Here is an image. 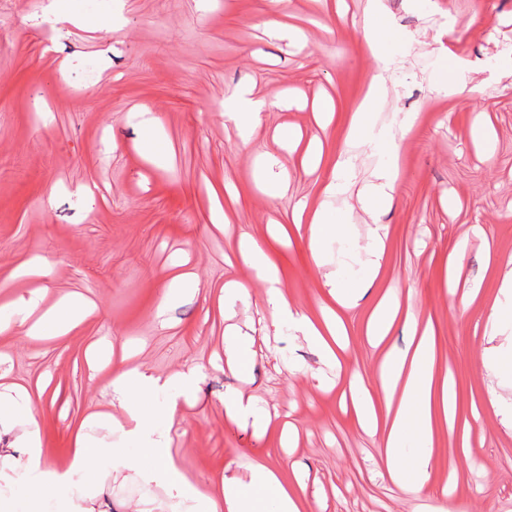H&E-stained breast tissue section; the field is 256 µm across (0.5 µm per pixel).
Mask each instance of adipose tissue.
Listing matches in <instances>:
<instances>
[{
    "label": "adipose tissue",
    "instance_id": "1",
    "mask_svg": "<svg viewBox=\"0 0 512 512\" xmlns=\"http://www.w3.org/2000/svg\"><path fill=\"white\" fill-rule=\"evenodd\" d=\"M383 82L380 74L371 80L360 107L350 117L348 135L358 139L371 134L375 147L390 153L394 150L392 135L370 131ZM267 106L266 100L241 89L225 103L224 112L235 121L241 138L246 140L260 127ZM365 251L367 260L360 279L350 280L339 274L329 282V295L338 306H357L374 283L385 254L380 229H373ZM239 253L243 263L263 283L267 304L274 316L288 321L305 339L318 344L327 360L340 371L350 372V361L343 355L339 342L344 333L341 317L320 320L294 307L280 288V280L265 248L253 238L242 237ZM84 315V299L66 294L58 298L52 310L41 316L37 329L63 336L82 322ZM198 375L199 368L195 365L186 366L173 378L153 374L144 366L126 369L118 365L114 368L112 386L120 405L134 421L136 431L147 432L156 417L174 418L178 407L177 402L172 401L157 413L146 408L147 398L168 389L176 381L182 383L185 391H193ZM378 388L380 396L374 400L359 387H352L356 423L366 433H382L390 481L406 485L416 499L430 498L435 493L430 483L434 427L454 420L459 410L456 389L449 385L447 376L437 365L431 327H424L411 352L385 358ZM224 412L231 424L250 421L264 433L276 431L280 425L278 415L260 411L252 397L241 393L225 399ZM203 501L206 512H308L309 509L304 481L286 480L281 470L273 465L264 467L251 484L235 477L225 479L223 499L207 494Z\"/></svg>",
    "mask_w": 512,
    "mask_h": 512
}]
</instances>
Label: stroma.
I'll return each mask as SVG.
<instances>
[{
	"mask_svg": "<svg viewBox=\"0 0 512 512\" xmlns=\"http://www.w3.org/2000/svg\"><path fill=\"white\" fill-rule=\"evenodd\" d=\"M72 19L52 37L39 27L43 0H0V305L41 291L42 308L65 293L94 302L69 335L0 331V395L29 394L33 421H0V448L17 454L35 434L40 480L16 468L0 475L12 512H201L196 492L218 497L225 475L250 479L275 465L301 478L311 512H413L408 492L383 477L381 436L355 426L339 374L317 348L275 324L265 290L240 261L248 233L264 245L283 291L320 316L330 305L327 276L359 277L373 224L384 225L385 257L360 304L344 311L351 368L369 393L385 353L406 350L412 332L397 320L378 345L365 334L374 300L397 292L402 312L431 320L436 359L470 424V467L448 472L453 434L434 438L431 481L455 483L463 512H512V423L492 395L512 402V372L488 367L511 338L488 315L503 300L500 267L512 258V0H53ZM108 25L86 23L88 14ZM381 42L390 61L375 126L395 135V157L347 140L379 67L366 48ZM447 93H440V84ZM271 101L262 126L242 143L224 115L237 90ZM330 100L324 127L314 107ZM483 118L488 137L474 133ZM163 150L147 158V119ZM296 134L281 139L282 131ZM320 139L313 174L304 151ZM352 157L341 193H326L334 164ZM397 165L391 206L371 220L364 189ZM285 181L271 197L270 184ZM346 217L345 234L314 262L292 221L293 207ZM455 296L443 263L460 238ZM191 286L162 294L172 276ZM246 282L243 300L224 298L229 278ZM253 339V359L230 367L224 337ZM142 363L169 376L191 362L199 390L173 421L158 423L185 478L114 469L74 459L78 437L145 453L128 435L129 416L113 402L112 367ZM253 395L298 430L292 445L225 421L224 400Z\"/></svg>",
	"mask_w": 512,
	"mask_h": 512,
	"instance_id": "1",
	"label": "stroma"
}]
</instances>
